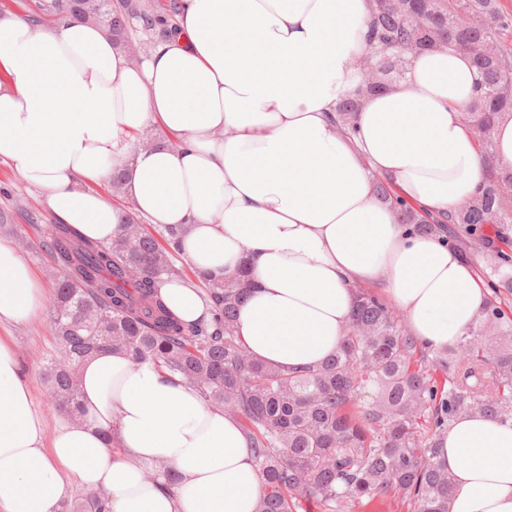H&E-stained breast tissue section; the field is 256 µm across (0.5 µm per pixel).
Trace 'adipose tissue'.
Instances as JSON below:
<instances>
[{"mask_svg":"<svg viewBox=\"0 0 512 512\" xmlns=\"http://www.w3.org/2000/svg\"><path fill=\"white\" fill-rule=\"evenodd\" d=\"M372 0H179L177 32L131 63L101 27L37 28L0 16V161L40 189L58 223L93 242L127 215L185 228L180 255L253 283L238 334L282 369L328 358L357 291L383 288L421 342L440 349L486 297L441 237L409 232L378 195L384 180L424 215L469 201L482 181L461 114L468 54L411 55L404 79L360 93ZM359 101L344 137L336 106ZM157 127L178 148L133 140ZM125 171L130 209L96 183ZM180 322L210 321L198 287L160 282ZM44 287L0 239V325L43 310ZM79 417L47 427L13 337L0 335V512H60L71 480L112 512H258L263 480L241 421L153 362L101 350L80 372ZM450 512H512V424L456 417L438 440Z\"/></svg>","mask_w":512,"mask_h":512,"instance_id":"ef3b65f1","label":"adipose tissue"}]
</instances>
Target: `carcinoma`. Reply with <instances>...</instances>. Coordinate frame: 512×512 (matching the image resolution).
Masks as SVG:
<instances>
[{
    "mask_svg": "<svg viewBox=\"0 0 512 512\" xmlns=\"http://www.w3.org/2000/svg\"><path fill=\"white\" fill-rule=\"evenodd\" d=\"M500 0H373L367 33L370 67L361 93L374 94L402 79L410 53L436 48L463 51L476 69V95L463 120L477 136L484 161L480 191L465 206L440 218L423 217L397 202V220L413 232L448 234L462 253H474L494 237L512 240V167L496 155L495 126L512 115V43L504 32L512 17ZM86 12L82 0H49L46 11L101 26L118 47L128 39L131 20L146 30L161 18L146 0H96ZM494 19L489 27L485 19ZM491 40L497 54L477 48ZM355 98L336 107L341 132L355 133ZM133 235L109 243L81 238L56 225L42 247L56 267L48 300L54 350L40 366L53 407L80 412L79 369L101 349L151 360L201 390L213 406L242 422L263 479L259 512H341L379 492L396 491L415 512H450L453 477L435 461L437 439L463 412L512 421V318L490 302L477 323L444 350H431L405 333L401 316L384 301L360 291L341 343L320 364L302 370L268 365L251 355L238 335L241 304L252 283L244 272L216 278L196 274L212 319L184 325L158 295L164 277H184L175 264L181 226L154 236L134 217ZM494 290L512 291V254H485ZM440 372L448 388L438 385ZM480 379L476 384L469 379ZM375 399L360 403L359 395ZM70 512H110L108 501L83 494Z\"/></svg>",
    "mask_w": 512,
    "mask_h": 512,
    "instance_id": "obj_1",
    "label": "carcinoma"
}]
</instances>
